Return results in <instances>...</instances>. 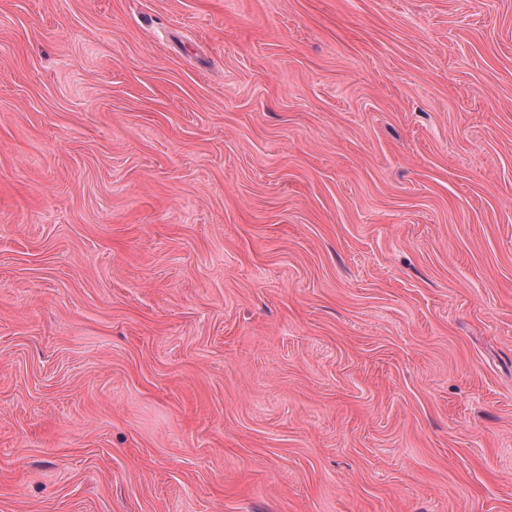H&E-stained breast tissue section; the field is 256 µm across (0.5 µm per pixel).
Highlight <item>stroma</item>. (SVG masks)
<instances>
[{
	"instance_id": "35a3bbf8",
	"label": "stroma",
	"mask_w": 512,
	"mask_h": 512,
	"mask_svg": "<svg viewBox=\"0 0 512 512\" xmlns=\"http://www.w3.org/2000/svg\"><path fill=\"white\" fill-rule=\"evenodd\" d=\"M0 512H512V0H0Z\"/></svg>"
}]
</instances>
